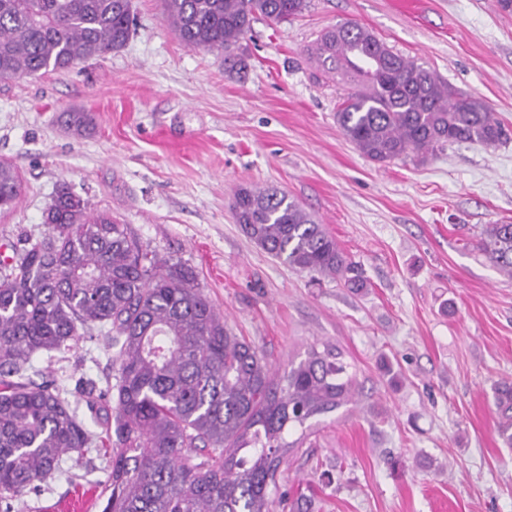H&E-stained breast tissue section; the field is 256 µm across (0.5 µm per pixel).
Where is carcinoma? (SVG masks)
<instances>
[{
	"label": "carcinoma",
	"instance_id": "1",
	"mask_svg": "<svg viewBox=\"0 0 512 512\" xmlns=\"http://www.w3.org/2000/svg\"><path fill=\"white\" fill-rule=\"evenodd\" d=\"M307 0H163L191 48L224 52V73L248 68L242 40L259 16L280 22ZM132 0H0V81L67 70L122 48ZM307 55L352 87L336 112L343 135L376 163L445 144L494 147L507 132L486 102L458 97L417 61L373 32L345 22ZM76 135L87 112L65 113ZM22 195L0 161V214ZM232 216L258 247L284 264L360 287L354 266L324 225L273 188L243 187ZM47 231L22 239L0 261V512L29 504L75 453L105 449L108 476L99 512H275L286 435L352 400L356 373L335 348H311L281 373L263 351L234 335L195 272L142 248L127 225L66 186L44 215ZM482 252L512 278V224H487ZM104 332L112 375L79 378L74 390L101 431L85 428L66 387L31 376L33 359L62 363L92 331ZM496 432L512 448V381L492 387ZM201 461H196L197 456Z\"/></svg>",
	"mask_w": 512,
	"mask_h": 512
}]
</instances>
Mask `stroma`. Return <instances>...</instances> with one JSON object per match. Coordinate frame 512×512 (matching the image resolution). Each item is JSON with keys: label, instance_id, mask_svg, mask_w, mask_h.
<instances>
[{"label": "stroma", "instance_id": "35a3bbf8", "mask_svg": "<svg viewBox=\"0 0 512 512\" xmlns=\"http://www.w3.org/2000/svg\"><path fill=\"white\" fill-rule=\"evenodd\" d=\"M120 50L71 69L0 81V159L21 172L20 203L0 215V256L68 185L119 215L159 256L191 267L235 335L272 368L337 347L357 373L352 402L314 427L281 466L277 512H512V449L496 433L493 381L512 380V278L480 250L487 224H512V139L445 147L378 164L341 133L349 88L305 50L351 21L462 95L481 97L512 132V10L499 0H308L298 17L256 20L243 79L224 55L185 46L161 0H132ZM91 113L83 136L65 112ZM275 186L333 235L365 282L312 280L235 224L241 187ZM112 369L81 343L66 370ZM82 487L58 475L38 512L105 478L82 459Z\"/></svg>", "mask_w": 512, "mask_h": 512}]
</instances>
